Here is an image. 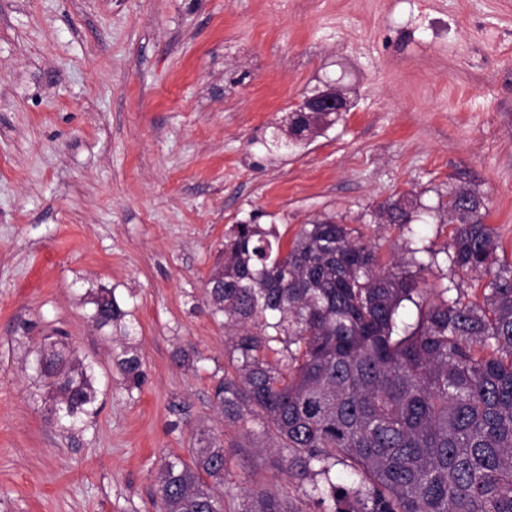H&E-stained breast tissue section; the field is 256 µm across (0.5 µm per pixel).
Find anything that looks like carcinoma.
I'll list each match as a JSON object with an SVG mask.
<instances>
[{"label": "carcinoma", "instance_id": "carcinoma-1", "mask_svg": "<svg viewBox=\"0 0 512 512\" xmlns=\"http://www.w3.org/2000/svg\"><path fill=\"white\" fill-rule=\"evenodd\" d=\"M334 112L288 113L260 142L269 154L295 151L336 124ZM393 224L414 211L386 204ZM452 264L488 278L479 301L441 288L426 292L418 270L382 265L374 247L327 217L302 225L281 252L275 230L236 224L222 261L205 283L206 304L236 329L235 374L215 397L224 417L243 408L262 420L288 471L304 481L321 512H512V261L499 256L484 202L460 186L448 193ZM417 306L407 322L404 303ZM100 330L122 322L112 289L91 294ZM36 387L62 407L57 424L72 434L98 414L92 362L52 336L35 350ZM130 388L144 379L138 347L115 356ZM226 451L201 435L190 458L165 461L157 478L160 512H226ZM342 466L347 481L333 479ZM252 512H297L261 490Z\"/></svg>", "mask_w": 512, "mask_h": 512}]
</instances>
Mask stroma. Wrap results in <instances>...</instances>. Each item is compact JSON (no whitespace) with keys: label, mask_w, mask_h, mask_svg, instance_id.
Returning a JSON list of instances; mask_svg holds the SVG:
<instances>
[{"label":"stroma","mask_w":512,"mask_h":512,"mask_svg":"<svg viewBox=\"0 0 512 512\" xmlns=\"http://www.w3.org/2000/svg\"><path fill=\"white\" fill-rule=\"evenodd\" d=\"M336 79L351 109L296 152L263 154L304 93ZM483 198L512 260V0H0V512H156L165 459L208 432L227 449V512L248 493L316 512L258 417L224 418L233 373L204 285L236 224L344 222L381 263L432 262L426 287L479 298L447 254L449 189ZM428 221L379 222L395 199ZM112 289L142 357L89 318ZM62 331L96 364L77 438L37 395L30 352ZM189 360L178 364L176 349ZM116 365L130 388H137L144 379L143 362L138 347L126 342L115 356Z\"/></svg>","instance_id":"obj_1"}]
</instances>
